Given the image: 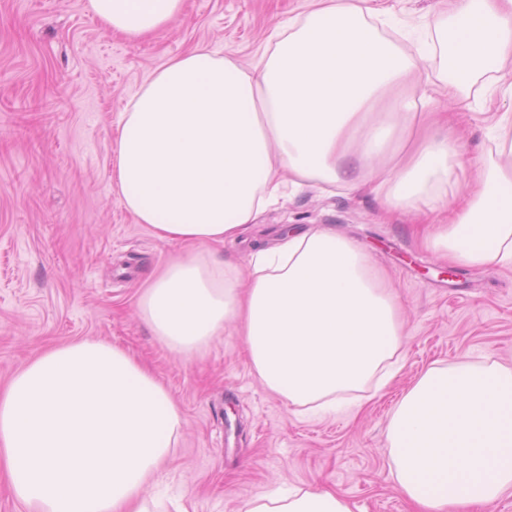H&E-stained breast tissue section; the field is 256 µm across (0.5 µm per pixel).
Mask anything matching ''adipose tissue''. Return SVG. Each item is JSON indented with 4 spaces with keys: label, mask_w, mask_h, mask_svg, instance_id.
Masks as SVG:
<instances>
[{
    "label": "adipose tissue",
    "mask_w": 512,
    "mask_h": 512,
    "mask_svg": "<svg viewBox=\"0 0 512 512\" xmlns=\"http://www.w3.org/2000/svg\"><path fill=\"white\" fill-rule=\"evenodd\" d=\"M434 23L450 58L449 95L492 81L512 97V0H451ZM130 42L165 30L183 0H89ZM371 0H318L280 23L246 68L199 46L157 69L129 100L112 153V189L155 237L185 244L140 296L144 322L195 357L237 322L263 384L328 411L342 394L396 373L401 304L362 247L333 229L291 232L249 272L217 258L285 185L368 181L399 213L449 207L454 176L471 190L427 238L449 264L512 268V120L492 126L476 162L409 120L416 67L371 24ZM182 416L127 352L80 339L42 352L0 391V467L27 512H150L142 492L170 456ZM387 442L399 491L417 512H477L512 491V369L464 361L429 368L396 407ZM243 512H352L336 492L275 490Z\"/></svg>",
    "instance_id": "1"
}]
</instances>
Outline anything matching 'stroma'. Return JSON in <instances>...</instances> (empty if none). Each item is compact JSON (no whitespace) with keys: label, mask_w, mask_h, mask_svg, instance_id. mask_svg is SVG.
Here are the masks:
<instances>
[{"label":"stroma","mask_w":512,"mask_h":512,"mask_svg":"<svg viewBox=\"0 0 512 512\" xmlns=\"http://www.w3.org/2000/svg\"><path fill=\"white\" fill-rule=\"evenodd\" d=\"M384 36L417 63L416 89L441 83L429 52L439 0H382ZM312 0H184L159 36L133 44L108 34L88 0H0V389L46 347L80 338L127 350L170 392L182 414L177 447L157 478L184 512H240L274 488L315 485L352 512H413L392 475L386 432L397 403L432 366L498 362L512 367V269L455 267L425 247L421 230L439 213L387 215L365 185L349 192L305 187L225 241L224 259L249 270L285 230L327 227L372 256L400 299L401 370L358 406L305 414L253 373L239 326L193 359L171 353L142 321L145 281L180 244L135 223L112 191V153L129 99L152 73L206 45L252 64L281 21ZM447 112L437 127L460 150L493 151L487 129L512 101L492 95Z\"/></svg>","instance_id":"1"}]
</instances>
